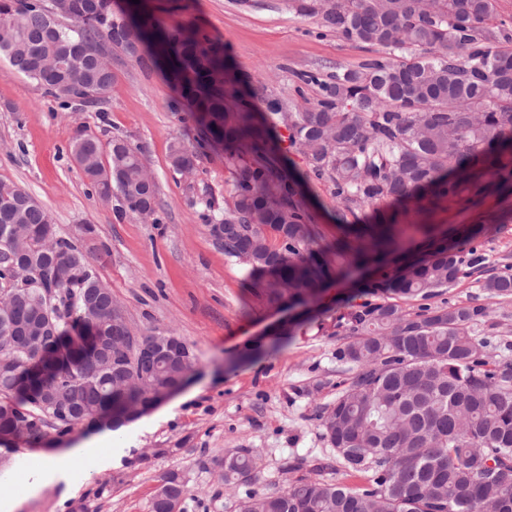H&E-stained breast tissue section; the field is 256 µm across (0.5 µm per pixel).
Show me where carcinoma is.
Here are the masks:
<instances>
[{"label": "carcinoma", "mask_w": 512, "mask_h": 512, "mask_svg": "<svg viewBox=\"0 0 512 512\" xmlns=\"http://www.w3.org/2000/svg\"><path fill=\"white\" fill-rule=\"evenodd\" d=\"M93 16L47 0H0V61L25 76L63 110L77 98L104 102L114 81L104 55L119 49L151 66L176 90L174 110L186 102L202 114L207 135L169 147L179 174L196 169L213 144L247 151L254 162L235 185L233 207L208 215L224 256L279 290L277 302L315 293L340 273L294 199V182L268 158L267 136L250 104L220 81L224 52L203 35L189 42L134 9L114 12L112 0H91ZM296 13L318 18L321 29L383 55L356 68L320 77L301 75L320 89L303 112L271 103L273 116L299 145L309 172L334 187L345 207L382 200L420 201L429 190L453 197L464 186L483 188L485 165L512 164V35L496 24V0H289ZM70 154L92 191L117 198L133 214L158 223L157 185L140 149L116 137L102 145L77 135ZM48 211L16 184L0 179V433L38 442L53 429L114 420L146 405L152 389L180 371L153 365L135 350L123 354L124 381L105 358L102 340L132 334L112 289L84 253L58 233L47 238ZM358 243L336 244L361 263L393 243L386 213L362 225ZM275 233L280 245L271 244ZM23 258L31 279L10 286ZM466 275L446 247L425 261L385 276L392 300L351 315L354 339L338 358L356 373L320 415L336 464L301 472L284 489H258L263 466L245 448L213 457L207 468L224 484L248 486L236 512H512V362L491 363L489 341L477 339L488 310L476 304L425 306L406 313L401 299L432 298ZM482 287L512 297V274ZM361 479L327 480L330 467ZM188 481L170 470L158 480L147 512H186Z\"/></svg>", "instance_id": "cac0c4a2"}]
</instances>
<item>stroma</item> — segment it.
I'll use <instances>...</instances> for the list:
<instances>
[{"instance_id": "obj_1", "label": "stroma", "mask_w": 512, "mask_h": 512, "mask_svg": "<svg viewBox=\"0 0 512 512\" xmlns=\"http://www.w3.org/2000/svg\"><path fill=\"white\" fill-rule=\"evenodd\" d=\"M143 6L162 27L198 31L222 47L227 75L251 100L255 120L268 122L269 156L293 174L296 198L321 245L350 236L351 225L372 223L374 205L342 213L331 182L314 178L287 129L269 123L268 103L303 111L320 90L304 84L302 73L354 68L377 49L321 33L317 19L289 11L288 0L245 6L238 0H144ZM112 68L106 102L65 112L1 65L0 179L26 189L60 235L84 251L135 335L180 336L194 344L198 369L171 399L113 430L111 463L104 468L76 477L25 475V455L59 454L96 435L85 424L38 444L0 445V484L29 483L19 512H68L80 499L89 512H147L159 477L172 469L188 481V512H234L243 489H224L202 468L231 448L250 449L261 460L267 487H285L294 477L293 460L309 470L330 453L318 416L356 372L336 356L351 339L349 314L385 300V275L429 258L440 244L465 260L467 274L434 304L487 307L489 360H498V344L512 343V297L491 296L482 286L484 278L512 273V180L491 173L480 193L466 191L450 201L429 195L397 208L399 245L389 255L363 264L342 258V275L307 303L271 304L247 267L225 258L203 218L205 211L219 215L232 207L238 175L253 155L208 148L193 177L173 172L170 143L197 133L189 107L174 110L171 85L134 59L120 56ZM80 132L104 143L120 136L142 148L158 182V223L92 195L68 152ZM341 215L346 224L338 223ZM88 224L95 229L90 237L83 233ZM475 254L481 257L476 264L470 261Z\"/></svg>"}]
</instances>
